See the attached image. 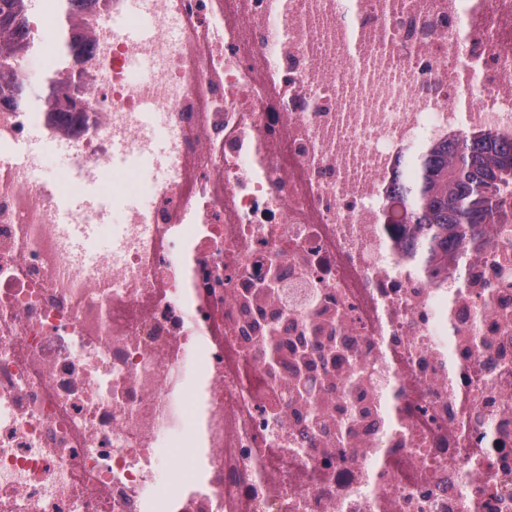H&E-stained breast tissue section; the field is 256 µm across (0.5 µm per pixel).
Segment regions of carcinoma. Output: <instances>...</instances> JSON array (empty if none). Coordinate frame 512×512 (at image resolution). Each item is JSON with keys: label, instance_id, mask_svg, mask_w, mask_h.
I'll return each mask as SVG.
<instances>
[{"label": "carcinoma", "instance_id": "1", "mask_svg": "<svg viewBox=\"0 0 512 512\" xmlns=\"http://www.w3.org/2000/svg\"><path fill=\"white\" fill-rule=\"evenodd\" d=\"M25 0H0V83L25 92V79L14 69L10 49L23 46L27 35ZM73 70L49 78L52 93L75 82ZM512 187V141L489 131L468 132L402 157L392 179L415 227L409 235L415 259L430 266L448 247L465 254L466 243L481 236L490 224L512 218L505 195Z\"/></svg>", "mask_w": 512, "mask_h": 512}]
</instances>
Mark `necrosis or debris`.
I'll list each match as a JSON object with an SVG mask.
<instances>
[{"mask_svg": "<svg viewBox=\"0 0 512 512\" xmlns=\"http://www.w3.org/2000/svg\"><path fill=\"white\" fill-rule=\"evenodd\" d=\"M122 6H72L70 131L0 94V512H512V222L433 274L389 188L512 140V0H149L138 47ZM35 132V131H34ZM33 132V133H34ZM33 133L29 140L20 144L22 145L18 152H22L28 155V158H35L41 155H50L49 169L46 171L54 177L58 172H66L70 169L71 162L67 157L58 156L54 154L47 142L42 138H35ZM24 154L16 155L10 162L9 165L17 172H21L26 165V156Z\"/></svg>", "mask_w": 512, "mask_h": 512, "instance_id": "necrosis-or-debris-1", "label": "necrosis or debris"}]
</instances>
